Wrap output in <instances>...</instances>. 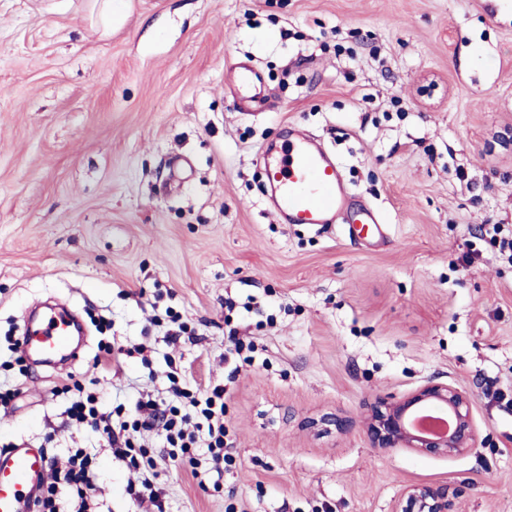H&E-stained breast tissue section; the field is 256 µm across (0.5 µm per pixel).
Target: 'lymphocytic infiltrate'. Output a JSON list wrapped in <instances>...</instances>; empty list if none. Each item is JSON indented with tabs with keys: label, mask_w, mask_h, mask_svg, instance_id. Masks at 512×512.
<instances>
[{
	"label": "lymphocytic infiltrate",
	"mask_w": 512,
	"mask_h": 512,
	"mask_svg": "<svg viewBox=\"0 0 512 512\" xmlns=\"http://www.w3.org/2000/svg\"><path fill=\"white\" fill-rule=\"evenodd\" d=\"M167 380L165 397L140 394L130 415L120 404L109 411L101 410L95 394L85 393L81 381H74L72 388L77 397L66 414L76 427H90L129 468H154L149 444L143 437L144 432L151 431L158 447L169 449L171 458L192 462L203 449L210 456L213 471L222 472L233 460L227 440L230 423L223 384L192 386L173 374ZM97 471L95 456L81 448L72 451L65 468H53L40 512H89Z\"/></svg>",
	"instance_id": "f902f5d3"
}]
</instances>
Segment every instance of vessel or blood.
Here are the masks:
<instances>
[{"mask_svg": "<svg viewBox=\"0 0 512 512\" xmlns=\"http://www.w3.org/2000/svg\"><path fill=\"white\" fill-rule=\"evenodd\" d=\"M238 84L246 90L239 96L243 113L263 109L266 90L260 74L246 62L238 66ZM270 186V205L282 224H345L358 238L386 241L379 214L356 208L343 172L323 144L303 136L290 138L279 149L262 154ZM67 313L56 312L35 327L26 329L21 346L26 357L49 364L55 359L78 361L72 349ZM51 479L44 448L21 442L0 450V512H34L35 504Z\"/></svg>", "mask_w": 512, "mask_h": 512, "instance_id": "1", "label": "vessel or blood"}]
</instances>
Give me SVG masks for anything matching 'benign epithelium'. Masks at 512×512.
I'll return each instance as SVG.
<instances>
[{"instance_id": "benign-epithelium-1", "label": "benign epithelium", "mask_w": 512, "mask_h": 512, "mask_svg": "<svg viewBox=\"0 0 512 512\" xmlns=\"http://www.w3.org/2000/svg\"><path fill=\"white\" fill-rule=\"evenodd\" d=\"M433 410L448 417L445 433H427L415 419ZM353 421L335 412L318 413L302 420L300 427L316 435L346 434ZM370 448L376 453L401 449L416 455L452 458L470 452L478 428L471 393L450 381L428 379L395 399L378 398L362 420ZM456 492L446 484L412 483L403 487L391 512H456Z\"/></svg>"}]
</instances>
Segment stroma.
<instances>
[{"mask_svg": "<svg viewBox=\"0 0 512 512\" xmlns=\"http://www.w3.org/2000/svg\"><path fill=\"white\" fill-rule=\"evenodd\" d=\"M238 60L263 75L262 113L230 91ZM294 126L381 212L387 245L276 220L259 151ZM486 224L512 230L499 0H125L108 30L98 0H0V381L23 388L0 444L95 455L101 512H154L52 394L103 337L127 352L100 380L105 408L162 391L149 373L171 365L230 392L235 465L205 490L157 457L167 512H391L411 483L457 488V512H512V409L485 396L512 394V263ZM48 298L88 330L66 371L9 360L27 308ZM169 308L195 338L170 342ZM232 331L258 345L252 364L225 358ZM430 378L473 392L475 448L374 453L365 406ZM336 411L353 421L345 435L302 431Z\"/></svg>", "mask_w": 512, "mask_h": 512, "instance_id": "stroma-1", "label": "stroma"}]
</instances>
